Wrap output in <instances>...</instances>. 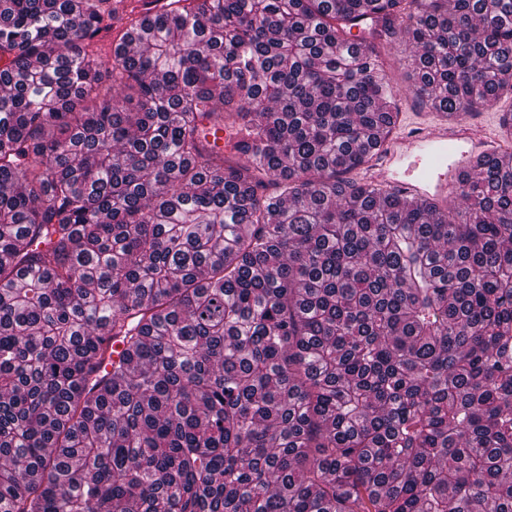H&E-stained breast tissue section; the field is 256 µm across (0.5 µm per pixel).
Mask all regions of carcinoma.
<instances>
[{"label": "carcinoma", "instance_id": "obj_1", "mask_svg": "<svg viewBox=\"0 0 512 512\" xmlns=\"http://www.w3.org/2000/svg\"><path fill=\"white\" fill-rule=\"evenodd\" d=\"M175 4L103 59L111 0H0V512H512V165L351 177L378 38L457 118L512 0Z\"/></svg>", "mask_w": 512, "mask_h": 512}]
</instances>
